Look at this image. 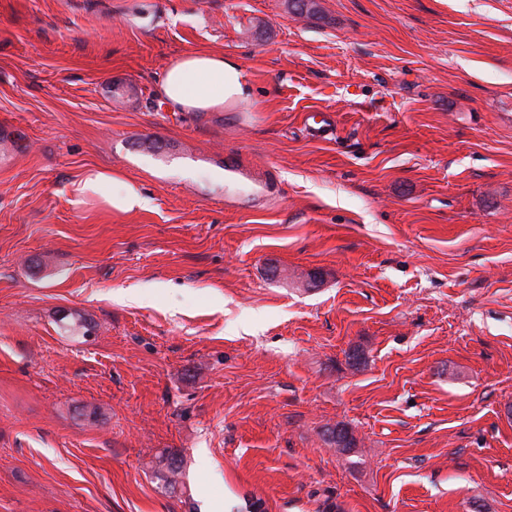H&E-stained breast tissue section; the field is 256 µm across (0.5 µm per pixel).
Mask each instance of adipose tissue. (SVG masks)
Segmentation results:
<instances>
[{
  "instance_id": "ef3b65f1",
  "label": "adipose tissue",
  "mask_w": 512,
  "mask_h": 512,
  "mask_svg": "<svg viewBox=\"0 0 512 512\" xmlns=\"http://www.w3.org/2000/svg\"><path fill=\"white\" fill-rule=\"evenodd\" d=\"M159 92L178 112L227 111L252 98L253 84L238 60L194 52L168 63L159 81Z\"/></svg>"
}]
</instances>
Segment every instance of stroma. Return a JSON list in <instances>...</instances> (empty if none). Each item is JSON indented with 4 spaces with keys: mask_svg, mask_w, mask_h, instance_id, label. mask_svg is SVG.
Instances as JSON below:
<instances>
[{
    "mask_svg": "<svg viewBox=\"0 0 512 512\" xmlns=\"http://www.w3.org/2000/svg\"><path fill=\"white\" fill-rule=\"evenodd\" d=\"M316 3L0 0V512H512V0ZM159 92L174 111H228L252 98L253 84L238 60L224 54L194 52L168 63ZM107 202L111 207L122 211L142 209L146 206V200L132 186H129L122 194L109 195Z\"/></svg>",
    "mask_w": 512,
    "mask_h": 512,
    "instance_id": "1",
    "label": "stroma"
}]
</instances>
